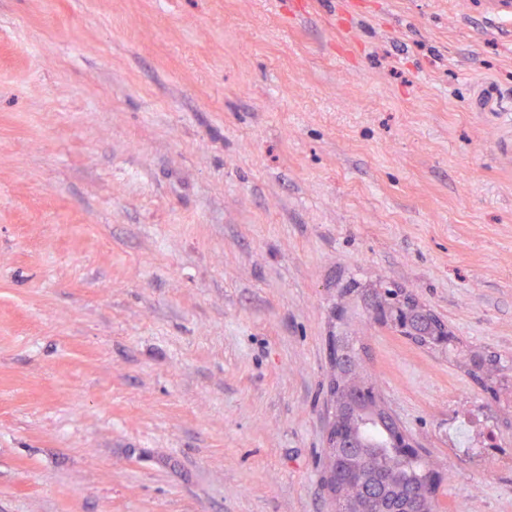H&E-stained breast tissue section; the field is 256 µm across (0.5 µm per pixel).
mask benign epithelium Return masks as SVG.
Instances as JSON below:
<instances>
[{
  "mask_svg": "<svg viewBox=\"0 0 512 512\" xmlns=\"http://www.w3.org/2000/svg\"><path fill=\"white\" fill-rule=\"evenodd\" d=\"M367 304L379 323L389 326L403 338L413 341L419 338L420 329L427 323H437L435 339L431 347L442 352L448 351L450 344L449 331L444 323L437 320V317L428 311L418 307L415 303L400 298L390 290L383 291L378 297H370ZM349 340L345 335H339L332 339V353L335 363L342 366V369L349 371L353 369L354 360L349 358ZM361 405L370 411L376 410L372 399L357 386H351L343 396L335 398L334 413L327 434L328 448L333 452V459L336 461V467L326 474L327 483H338L350 476H355L359 482L367 486V492L370 497L362 503L347 502L342 512H426L425 503L421 500L416 501L410 506L404 505L396 507H375L377 497L374 496L375 489L372 484L375 475L367 471H356L350 473L342 468L341 462L347 460L346 452L355 447V431L348 426V423L342 416L344 410L350 405ZM393 446L399 451L401 457L405 459H416L420 456L419 450L410 443L409 438L404 435L402 430H397L393 438Z\"/></svg>",
  "mask_w": 512,
  "mask_h": 512,
  "instance_id": "obj_1",
  "label": "benign epithelium"
}]
</instances>
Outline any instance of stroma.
Listing matches in <instances>:
<instances>
[{
	"instance_id": "obj_1",
	"label": "stroma",
	"mask_w": 512,
	"mask_h": 512,
	"mask_svg": "<svg viewBox=\"0 0 512 512\" xmlns=\"http://www.w3.org/2000/svg\"><path fill=\"white\" fill-rule=\"evenodd\" d=\"M358 288L512 376V0H0V512H330ZM361 318L440 512H512V394ZM491 436H493V433L489 430L487 424L469 416L461 415L457 418L452 438L455 442V448L478 452L482 448H488L483 446L488 445Z\"/></svg>"
}]
</instances>
